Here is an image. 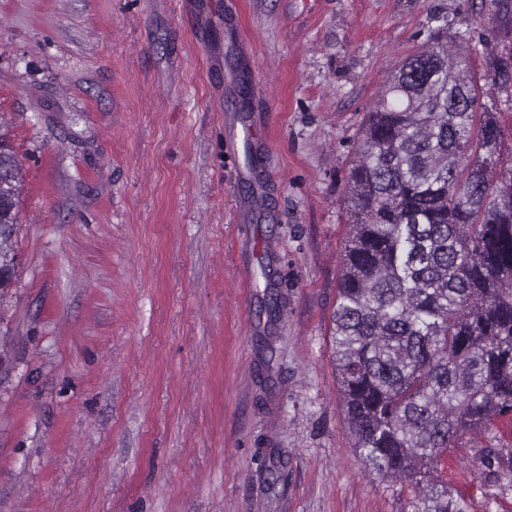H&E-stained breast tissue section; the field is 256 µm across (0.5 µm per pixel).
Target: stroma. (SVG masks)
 I'll return each instance as SVG.
<instances>
[{"label": "stroma", "instance_id": "stroma-1", "mask_svg": "<svg viewBox=\"0 0 512 512\" xmlns=\"http://www.w3.org/2000/svg\"><path fill=\"white\" fill-rule=\"evenodd\" d=\"M0 0L21 162L0 295V512H409L368 473L333 342L346 182L438 16L512 51V0ZM257 163L224 147L240 89ZM286 453L267 488L260 453ZM512 429L438 468L512 512Z\"/></svg>", "mask_w": 512, "mask_h": 512}]
</instances>
